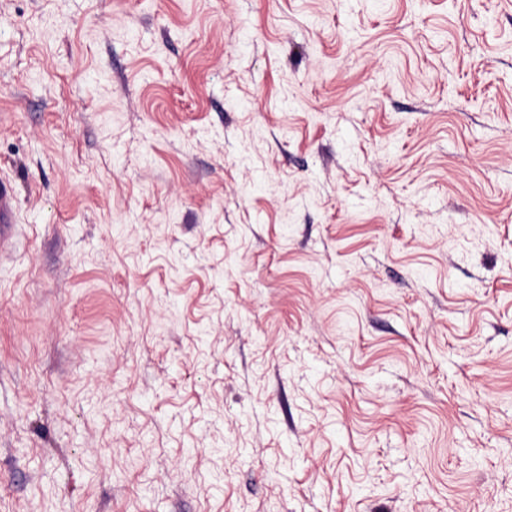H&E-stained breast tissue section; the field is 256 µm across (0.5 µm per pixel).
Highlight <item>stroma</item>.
<instances>
[{"label": "stroma", "mask_w": 512, "mask_h": 512, "mask_svg": "<svg viewBox=\"0 0 512 512\" xmlns=\"http://www.w3.org/2000/svg\"><path fill=\"white\" fill-rule=\"evenodd\" d=\"M0 512H512V0H0ZM17 220V194L10 180L0 178V258L14 248Z\"/></svg>", "instance_id": "stroma-1"}]
</instances>
